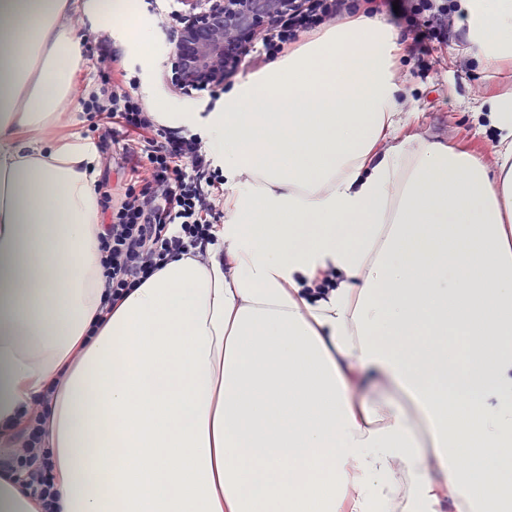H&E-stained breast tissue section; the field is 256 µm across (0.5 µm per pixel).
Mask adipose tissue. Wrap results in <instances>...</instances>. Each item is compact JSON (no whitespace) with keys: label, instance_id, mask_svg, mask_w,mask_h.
<instances>
[{"label":"adipose tissue","instance_id":"adipose-tissue-1","mask_svg":"<svg viewBox=\"0 0 512 512\" xmlns=\"http://www.w3.org/2000/svg\"><path fill=\"white\" fill-rule=\"evenodd\" d=\"M467 49L512 60V0H458ZM83 11L0 0V445L40 416L50 508L0 471V512H512V98L496 169L404 138L380 17L324 29L208 113L157 105L224 174L215 242L108 305V225L72 89ZM333 275L310 297L303 281Z\"/></svg>","mask_w":512,"mask_h":512}]
</instances>
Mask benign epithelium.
Returning <instances> with one entry per match:
<instances>
[{"label": "benign epithelium", "mask_w": 512, "mask_h": 512, "mask_svg": "<svg viewBox=\"0 0 512 512\" xmlns=\"http://www.w3.org/2000/svg\"><path fill=\"white\" fill-rule=\"evenodd\" d=\"M187 20L169 52L170 83L192 90L224 83V41L242 29L263 28L275 0H185Z\"/></svg>", "instance_id": "1"}]
</instances>
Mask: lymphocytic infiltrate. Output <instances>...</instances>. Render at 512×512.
I'll return each mask as SVG.
<instances>
[{
	"label": "lymphocytic infiltrate",
	"mask_w": 512,
	"mask_h": 512,
	"mask_svg": "<svg viewBox=\"0 0 512 512\" xmlns=\"http://www.w3.org/2000/svg\"><path fill=\"white\" fill-rule=\"evenodd\" d=\"M371 13L391 14L411 37L412 58L430 68L434 54L449 41L463 40L457 26L456 0H365ZM351 0H281L260 33L245 31L228 39L224 74L232 76L248 63L278 55L320 26L352 15ZM83 110L111 124L121 140V164L130 174L120 203L103 195L111 209L112 230L102 244L101 264L109 302L148 279L172 257L189 247L212 242L215 224L223 218L224 176L213 168L197 135L173 133L149 116L135 93L134 81L118 72L99 91H80ZM7 468L25 482L31 495L48 501L53 491L46 455L22 459L0 456Z\"/></svg>",
	"instance_id": "f902f5d3"
}]
</instances>
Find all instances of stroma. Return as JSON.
I'll use <instances>...</instances> for the list:
<instances>
[{
	"label": "stroma",
	"instance_id": "obj_1",
	"mask_svg": "<svg viewBox=\"0 0 512 512\" xmlns=\"http://www.w3.org/2000/svg\"><path fill=\"white\" fill-rule=\"evenodd\" d=\"M132 2L134 12L147 23L148 31L143 34L135 28L127 29L134 51L113 46L111 56L103 62L98 59L100 47L89 17L79 10L72 14L71 28L81 42L83 83L100 84L103 76L116 70L125 71L128 78L138 81L147 75L152 79L156 96L165 104L196 112L211 111L215 102L223 98V87H216L211 93L196 91L186 96L173 92L165 83L168 51L180 27L178 17L187 11L183 0H157L153 9L145 0ZM439 57L440 64L423 78L416 74L415 62L408 53H401L399 66L405 75L407 95L397 116L400 130L398 134L381 138L376 152H387L400 138L412 135L466 150L485 164L494 165L499 134L489 126L483 111L489 98L512 96V64L500 69L487 67L475 56L465 54L462 45L456 42L450 43ZM78 130L99 143L104 158L100 179L113 200H120L129 177L117 163V147L111 132L95 119L79 125Z\"/></svg>",
	"mask_w": 512,
	"mask_h": 512
}]
</instances>
